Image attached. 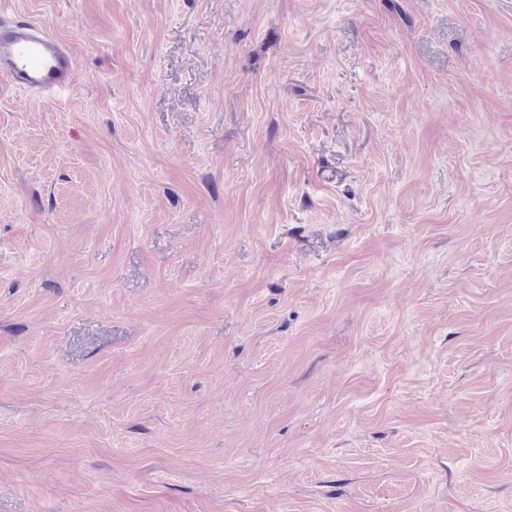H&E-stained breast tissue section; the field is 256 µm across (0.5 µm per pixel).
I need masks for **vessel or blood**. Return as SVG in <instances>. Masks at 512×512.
Returning a JSON list of instances; mask_svg holds the SVG:
<instances>
[{
	"mask_svg": "<svg viewBox=\"0 0 512 512\" xmlns=\"http://www.w3.org/2000/svg\"><path fill=\"white\" fill-rule=\"evenodd\" d=\"M71 48L36 23L0 18V79L32 95L61 96L75 82Z\"/></svg>",
	"mask_w": 512,
	"mask_h": 512,
	"instance_id": "obj_1",
	"label": "vessel or blood"
}]
</instances>
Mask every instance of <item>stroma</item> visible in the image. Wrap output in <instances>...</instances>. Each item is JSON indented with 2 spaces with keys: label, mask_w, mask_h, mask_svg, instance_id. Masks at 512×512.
Here are the masks:
<instances>
[{
  "label": "stroma",
  "mask_w": 512,
  "mask_h": 512,
  "mask_svg": "<svg viewBox=\"0 0 512 512\" xmlns=\"http://www.w3.org/2000/svg\"><path fill=\"white\" fill-rule=\"evenodd\" d=\"M0 9V512H512V0ZM71 48L36 23L0 15V79L32 95L62 96L74 85Z\"/></svg>",
  "instance_id": "stroma-1"
}]
</instances>
